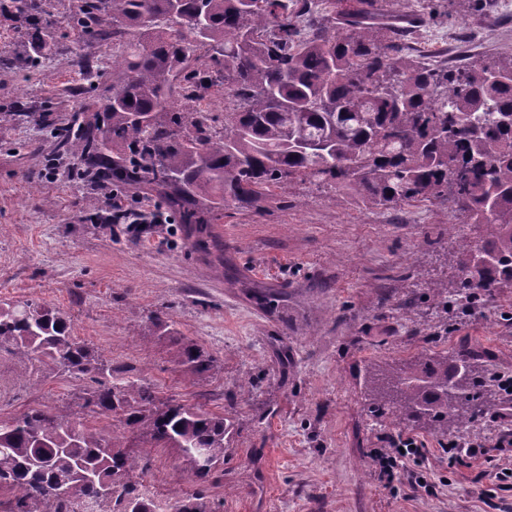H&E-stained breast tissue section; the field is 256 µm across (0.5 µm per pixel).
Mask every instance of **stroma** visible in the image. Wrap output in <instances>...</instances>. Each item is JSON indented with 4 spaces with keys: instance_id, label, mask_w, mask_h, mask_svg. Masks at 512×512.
Returning a JSON list of instances; mask_svg holds the SVG:
<instances>
[{
    "instance_id": "stroma-1",
    "label": "stroma",
    "mask_w": 512,
    "mask_h": 512,
    "mask_svg": "<svg viewBox=\"0 0 512 512\" xmlns=\"http://www.w3.org/2000/svg\"><path fill=\"white\" fill-rule=\"evenodd\" d=\"M42 4L61 47L35 63L14 57L17 31L0 18V106L14 110L0 120V303L60 309L120 379L151 386L159 402L226 416L224 471L204 483L174 449L115 426L148 460L158 507L200 492L218 512H512V458L448 455L449 442L490 445L512 431L511 395L489 397L479 420L447 439L373 413L359 375L369 362L464 348L488 373L512 376V289L448 309L433 293L455 285L458 244L480 240L483 226L440 200L367 209L332 185L301 182L262 209L225 208L206 251L182 224L131 234L85 222L89 191L70 177L73 159L46 167L52 137L35 117L100 113L121 46L80 47L67 24L78 0ZM448 12L443 25L418 28L417 49L452 62L512 49V9L454 0ZM86 62L100 72L92 93L83 90ZM256 290L272 293V304H259ZM160 311L166 336L153 323ZM183 340L213 358L210 370L184 373ZM84 387L48 367L25 372L0 352L2 419L35 407L75 413ZM399 435L420 451L386 480L375 456Z\"/></svg>"
}]
</instances>
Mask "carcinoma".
<instances>
[{
    "label": "carcinoma",
    "instance_id": "cac0c4a2",
    "mask_svg": "<svg viewBox=\"0 0 512 512\" xmlns=\"http://www.w3.org/2000/svg\"><path fill=\"white\" fill-rule=\"evenodd\" d=\"M339 14L346 32L311 22V0H83L73 16L84 46L125 38L112 61V96L103 122L77 112L53 127L72 173L92 187L160 191L166 207L204 250L226 206L260 209L294 179L351 192L368 209L450 200L486 226L463 244L457 288L476 298L512 288V54H464L450 67L429 64L406 43L407 27L388 21L386 0H356ZM22 39L17 58L58 43L36 0H0ZM448 17L437 0L423 26ZM173 22V29L167 23ZM224 86V132L208 113L174 110L180 91L195 102ZM26 365L90 379L80 415L32 409L0 419V512H156L139 487L148 463L112 435L116 420L157 447L175 448L194 474L223 471L224 416L159 403L149 386L111 380L115 370L72 334L56 308L0 303V352ZM191 373L213 364L200 346L180 343ZM363 386L374 411L392 409L436 435L477 421L494 379L465 349L422 354L403 366L367 364ZM203 450L212 468H196ZM180 512H216L199 495L175 498Z\"/></svg>",
    "mask_w": 512,
    "mask_h": 512
}]
</instances>
